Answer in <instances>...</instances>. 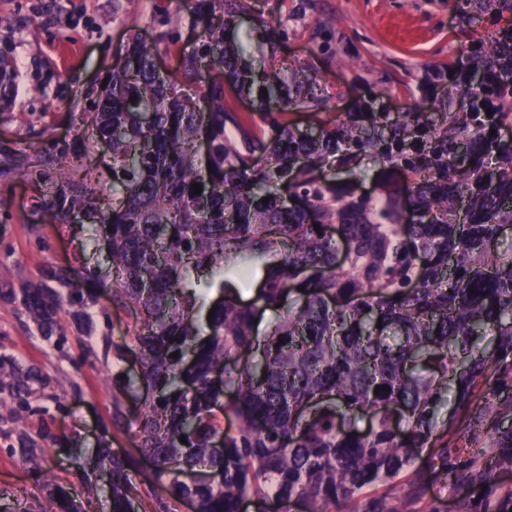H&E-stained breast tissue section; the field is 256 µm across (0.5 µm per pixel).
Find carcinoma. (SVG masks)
<instances>
[{
    "instance_id": "cac0c4a2",
    "label": "carcinoma",
    "mask_w": 512,
    "mask_h": 512,
    "mask_svg": "<svg viewBox=\"0 0 512 512\" xmlns=\"http://www.w3.org/2000/svg\"><path fill=\"white\" fill-rule=\"evenodd\" d=\"M187 4L201 27L182 76L155 66L169 43L135 37L97 101L91 134L112 151V202L73 180L45 184L46 222L90 212L94 239L111 243L112 304L140 312L130 349L140 371L122 390L153 388L135 419L149 490L191 499L197 512H241L246 500L255 512L292 502L408 512L425 476L447 475L416 465L428 446L448 458L434 443L442 408L451 395L467 406L478 390L496 403L471 443L499 449L494 464L512 469V427L501 429L512 401L499 402L502 386L488 376L512 369V253L497 246L512 224V138L501 135L512 127V0H455L468 20L489 13L495 27L469 35V51L448 63L444 111L371 112L310 131L290 119L307 97L321 107L310 77L251 58L253 39L274 50L282 32L257 11L234 30L247 0ZM228 90L257 94L259 111L224 109ZM367 154L388 171L378 193L337 178ZM44 277L69 291L22 297L42 339L62 334L55 314L66 303L92 334L93 298L65 271ZM252 279L258 294L242 302L238 284ZM267 312L261 334L254 321ZM23 393L0 386V410L19 413ZM18 454L42 470L45 449ZM92 460L109 477V512H135L139 461L106 439ZM197 468L208 478L184 482ZM38 512L79 510L58 488Z\"/></svg>"
}]
</instances>
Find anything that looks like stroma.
I'll use <instances>...</instances> for the list:
<instances>
[{
  "label": "stroma",
  "mask_w": 512,
  "mask_h": 512,
  "mask_svg": "<svg viewBox=\"0 0 512 512\" xmlns=\"http://www.w3.org/2000/svg\"><path fill=\"white\" fill-rule=\"evenodd\" d=\"M285 36L277 53L254 43L257 64L288 62L315 81L321 108L302 107L292 119L306 128L343 118L359 99L374 110L396 112L445 98L449 80L430 82L428 70L446 68L467 51L454 0H250ZM179 15L178 26L167 19ZM0 61L12 88L0 101V358L36 369L25 409L0 419V503L38 512L49 486L64 488L81 512H107L100 475H79L74 456L88 454L100 438L119 454L136 455L128 425H115V408L140 412L141 391L123 393V377L138 369L117 345L132 344L137 315L113 306L103 290L111 261L104 243L88 240V224H49L43 214L40 171L79 169L87 183L110 186L111 152L90 138L85 117L93 113L103 81L122 65L133 39L155 44L166 36L174 51L155 58L179 73L191 53L196 28L181 0H0ZM68 146V155L57 154ZM81 276L83 292H95V332L85 337L67 310H58L64 338L41 340L15 294L40 287L47 267ZM483 400L448 404L438 426L448 442V476L427 484L410 512H512V471L491 469L489 479L466 487L462 474L488 467L469 443L484 415ZM32 442L46 451L43 472L23 464L16 450ZM489 468V467H488Z\"/></svg>",
  "instance_id": "obj_1"
}]
</instances>
